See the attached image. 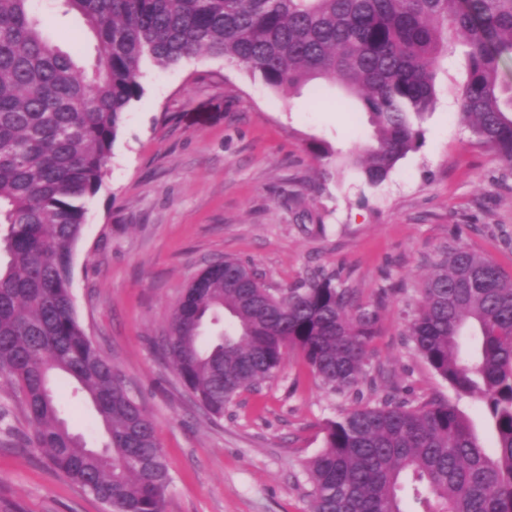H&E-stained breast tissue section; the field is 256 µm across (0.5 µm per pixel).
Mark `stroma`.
<instances>
[{
	"mask_svg": "<svg viewBox=\"0 0 512 512\" xmlns=\"http://www.w3.org/2000/svg\"><path fill=\"white\" fill-rule=\"evenodd\" d=\"M39 7L54 44L94 56L78 14ZM464 80L462 59L445 63L422 146L371 186L307 148L320 139L346 153L368 141L359 104L341 88L275 90L213 56L144 65V93L86 202L71 293L79 322L155 423L171 474L166 512H309L306 464L327 422L389 393L455 402L494 445L484 403L456 396L406 336L421 284L448 249L467 247L512 274V168L461 121ZM224 258L252 264L272 288L321 270L361 302L381 301L365 380L331 392L292 351L272 379L211 416L158 344L182 289ZM30 434L0 386V512H104L29 447Z\"/></svg>",
	"mask_w": 512,
	"mask_h": 512,
	"instance_id": "1",
	"label": "stroma"
}]
</instances>
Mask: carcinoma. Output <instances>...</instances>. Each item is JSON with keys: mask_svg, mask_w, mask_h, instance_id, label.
I'll return each instance as SVG.
<instances>
[{"mask_svg": "<svg viewBox=\"0 0 512 512\" xmlns=\"http://www.w3.org/2000/svg\"><path fill=\"white\" fill-rule=\"evenodd\" d=\"M96 40L91 67L43 34L37 0H0V380L20 401L30 444L112 512H164L171 483L155 425L77 319L72 257L85 201L102 183L142 65L208 54L270 88L323 80L362 103L371 139L348 163L372 186L416 150L443 64L462 49L461 120L512 166V0H57ZM325 163L342 152L308 146ZM408 320L415 351L457 396L488 410L491 452L448 400L390 395L325 428L307 465L310 512H512V275L455 247L423 283ZM233 330L213 331L224 315ZM379 305L333 274L277 292L226 259L182 292L162 350L182 386L219 417L298 351L323 386L365 378ZM90 404L104 444L63 415L56 382Z\"/></svg>", "mask_w": 512, "mask_h": 512, "instance_id": "obj_1", "label": "carcinoma"}]
</instances>
